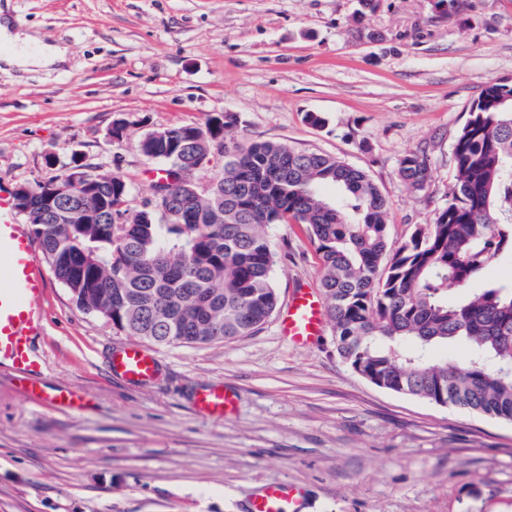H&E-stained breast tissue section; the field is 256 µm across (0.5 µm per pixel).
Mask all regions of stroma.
<instances>
[{
	"instance_id": "obj_1",
	"label": "stroma",
	"mask_w": 512,
	"mask_h": 512,
	"mask_svg": "<svg viewBox=\"0 0 512 512\" xmlns=\"http://www.w3.org/2000/svg\"><path fill=\"white\" fill-rule=\"evenodd\" d=\"M16 31L61 43V66L0 62V186L64 173L73 154L153 198L160 161L135 145L156 128L239 113L234 141H276L364 169L389 204L390 240L434 223L455 184L453 148L489 83L512 79V0H0ZM326 120L315 128L304 115ZM123 120L126 136L109 129ZM425 154L416 190L398 161ZM276 287H318L305 229L275 224ZM32 346L47 384L82 391L79 411L37 405L0 367V512H246L267 483L304 488L303 512H512V423L375 386L277 319L226 343L155 347L150 385L112 375L128 343L51 279ZM221 382L236 412L215 422L193 396Z\"/></svg>"
}]
</instances>
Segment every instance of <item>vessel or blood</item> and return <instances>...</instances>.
<instances>
[{"label":"vessel or blood","mask_w":512,"mask_h":512,"mask_svg":"<svg viewBox=\"0 0 512 512\" xmlns=\"http://www.w3.org/2000/svg\"><path fill=\"white\" fill-rule=\"evenodd\" d=\"M49 278L35 239L18 222L12 199L0 190V366L16 374L25 397L38 404L80 408L82 397L68 388L48 387L40 381L43 361L31 350V338L43 328ZM326 326L324 307L314 288L300 286L281 314L280 332L295 347H312ZM110 368L126 379L152 384L159 375L156 356L136 344L113 351ZM196 410L223 419L237 405L234 392L220 383L197 390ZM304 490L290 483L264 485L253 496L249 512H300Z\"/></svg>","instance_id":"obj_1"}]
</instances>
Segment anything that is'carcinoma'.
<instances>
[{"instance_id":"obj_1","label":"carcinoma","mask_w":512,"mask_h":512,"mask_svg":"<svg viewBox=\"0 0 512 512\" xmlns=\"http://www.w3.org/2000/svg\"><path fill=\"white\" fill-rule=\"evenodd\" d=\"M241 125L224 113V177L179 189L123 224L118 209L84 223L77 198L59 211L36 203L31 230L76 306L127 336L156 345L230 342L261 330L279 304L277 256L268 227L306 226L322 261L320 288L336 353L377 387L436 405L512 422V282L463 299L476 275L512 253V80L485 86L454 145L456 184L432 224L398 246L389 237L385 195L366 171L329 154L228 136ZM207 140L190 126L142 136L138 148L173 167L199 166ZM400 178L422 189L431 169L401 156ZM100 195L125 202V183L93 174ZM339 192L332 198L326 189ZM463 342V362L435 360L437 345Z\"/></svg>"}]
</instances>
